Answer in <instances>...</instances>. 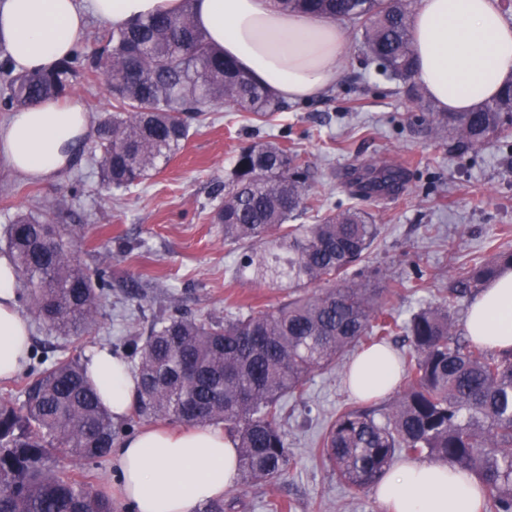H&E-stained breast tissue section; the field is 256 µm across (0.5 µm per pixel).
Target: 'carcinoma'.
I'll use <instances>...</instances> for the list:
<instances>
[{"label": "carcinoma", "instance_id": "cac0c4a2", "mask_svg": "<svg viewBox=\"0 0 512 512\" xmlns=\"http://www.w3.org/2000/svg\"><path fill=\"white\" fill-rule=\"evenodd\" d=\"M288 13L351 23L366 61L390 80L408 84L416 59L413 0H277ZM104 62L80 47L55 69L15 74L0 65L10 110L60 99L80 69L101 75L112 111L98 124L102 182L128 187L166 163L188 137L187 117L227 104L259 118L282 109L265 86L212 48L197 29L192 0L177 14H157L112 29L102 42ZM436 127L471 148L489 137H512V81L472 112H433ZM309 164L280 143L258 139L237 154L231 177L216 192L224 201L212 223L224 241L260 251L243 267L297 285L327 281L318 295L295 297L269 310L226 321L161 316L131 343L140 381L135 415L198 425H224L235 442L245 483L275 482L288 464L282 400L300 397L309 375L346 352L403 336V390L387 408H347L336 415L318 453L352 489L376 485L397 457L430 458L471 472L481 485L482 512H512V348L496 350L457 333L449 309L512 265L499 252L459 272L448 303L427 305L400 321L386 309L394 290L365 288L347 273L378 235L368 213L333 210L316 224H297L313 208ZM350 180L364 197L403 184L398 167L367 164ZM82 224H51L19 214L6 229L7 246L27 301L52 332L92 328L101 285L75 258ZM25 401L0 402V512H112L89 476L62 460L93 462L110 455L120 429L100 405L79 358L26 375Z\"/></svg>", "mask_w": 512, "mask_h": 512}]
</instances>
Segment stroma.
Here are the masks:
<instances>
[{
	"instance_id": "stroma-1",
	"label": "stroma",
	"mask_w": 512,
	"mask_h": 512,
	"mask_svg": "<svg viewBox=\"0 0 512 512\" xmlns=\"http://www.w3.org/2000/svg\"><path fill=\"white\" fill-rule=\"evenodd\" d=\"M423 113L375 66L364 65L361 39L353 32L342 69L321 95L289 104L268 124L226 105L202 113L191 119L180 151L138 185L117 189L101 182L93 136L65 171L45 183L0 161V256L17 214L52 219L61 206L70 223L85 227L76 257L105 282L98 322L81 337L57 336L31 318L29 367L84 360L102 345L122 351L163 314L224 321L315 292L312 284L295 289L250 271L237 274L241 251L225 243L223 226L211 221L221 203L215 184L230 176L238 150L260 138L282 141L308 161L317 207L303 223L355 206L377 224L376 239L350 270L351 281H399L387 305L404 320L422 305L441 302L459 268L512 251V138L459 150L448 133L423 122ZM362 161L404 165L409 181L395 193L354 195L344 175ZM345 370L340 363L314 371L303 396L285 400L287 470L272 484L238 482L225 490L231 512H269L272 500L287 503L288 512H381L372 489H349L317 454L337 412L356 403Z\"/></svg>"
}]
</instances>
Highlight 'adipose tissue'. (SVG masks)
Wrapping results in <instances>:
<instances>
[{"label": "adipose tissue", "instance_id": "ef3b65f1", "mask_svg": "<svg viewBox=\"0 0 512 512\" xmlns=\"http://www.w3.org/2000/svg\"><path fill=\"white\" fill-rule=\"evenodd\" d=\"M182 0H0V44L20 73L47 71L68 55L89 16L113 26ZM196 26L225 57L288 102L319 96L342 64L347 32L336 21L282 12L275 0H193ZM417 78L441 109L470 112L495 98L512 78V24L497 0H418L412 18ZM91 133L81 101L54 100L11 112L0 125V158L18 174L45 182L64 170ZM18 274L0 257V380L26 365L30 323L16 301ZM465 331L494 349L512 347V267H502L472 302ZM113 420L138 395L126 361L96 348L85 364ZM399 381L395 352L377 346L351 362L348 387L360 399L389 393ZM119 492L134 512H199L223 498L237 478L236 450L210 426L145 428L112 450ZM383 512H478L474 475L443 462L400 464L378 483Z\"/></svg>", "mask_w": 512, "mask_h": 512}]
</instances>
